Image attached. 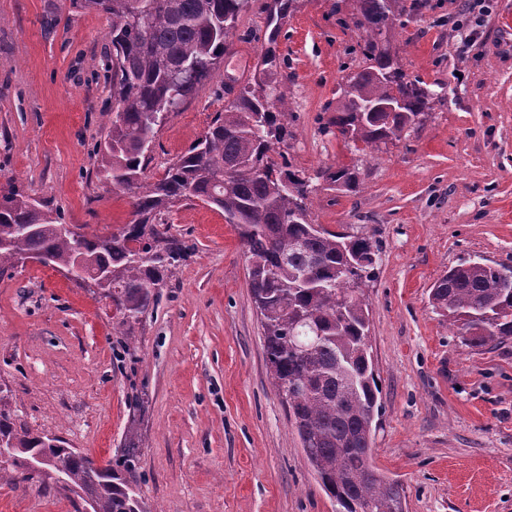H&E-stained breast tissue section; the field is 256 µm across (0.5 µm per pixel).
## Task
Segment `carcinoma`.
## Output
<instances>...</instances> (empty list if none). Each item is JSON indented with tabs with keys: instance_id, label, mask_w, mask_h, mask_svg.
Listing matches in <instances>:
<instances>
[{
	"instance_id": "carcinoma-1",
	"label": "carcinoma",
	"mask_w": 512,
	"mask_h": 512,
	"mask_svg": "<svg viewBox=\"0 0 512 512\" xmlns=\"http://www.w3.org/2000/svg\"><path fill=\"white\" fill-rule=\"evenodd\" d=\"M357 13L339 17L363 30V69L339 84L336 108L324 132L374 149L401 140L422 124L437 93L412 79L384 47L396 38L403 17L426 0H356ZM248 0H82L112 17V99L117 111L101 149L99 174L131 194L133 219L110 233L73 236L60 217L20 189L0 195V273L23 257H47L66 270L81 265L79 280L112 299L120 325L133 327L154 303V290L187 255L188 246L168 235L161 216L183 200L198 199L224 214L245 248L253 304L263 330L272 383L288 412L303 451L337 512H406L401 483L372 462V435L381 388L371 356L369 308L364 288L375 277L372 237L330 231L315 223L309 197L312 178L286 153L272 158L292 137L288 95L265 93L264 77L278 71L282 20L296 0H273L267 46L254 86L245 87L216 113L201 140L164 175H146L159 113L176 106L209 78L234 37ZM399 100L395 112H367ZM338 189L355 193V166L339 164L317 173ZM433 310L448 318L467 348L512 340V268L463 259L430 288ZM13 453L0 479L17 486L48 480L92 512H127L134 496L122 471L139 460L140 435H126L122 468L91 457L47 435L16 425L0 410V439ZM54 464L35 472L34 454Z\"/></svg>"
}]
</instances>
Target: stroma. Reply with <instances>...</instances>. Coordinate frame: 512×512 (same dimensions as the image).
<instances>
[{"label": "stroma", "mask_w": 512, "mask_h": 512, "mask_svg": "<svg viewBox=\"0 0 512 512\" xmlns=\"http://www.w3.org/2000/svg\"><path fill=\"white\" fill-rule=\"evenodd\" d=\"M271 2L249 0L212 76L159 127L148 176L252 83ZM430 3L389 46L411 76L444 87L402 140L362 152L322 131L362 64L360 31L336 23L353 0H299L278 39L285 64L266 84L287 87L288 153L316 180V223L379 244L365 290L382 389L374 464L402 483L407 512H512V341L466 348L428 302L459 259L512 267V0H495L465 56L448 27L460 0ZM111 27L80 0H0V190L16 185L89 233L132 218L129 196L97 175ZM350 162L359 192L317 177ZM166 218L193 251L131 335L117 334L110 299L56 268L0 274V403L101 465L137 427L128 478L147 512H336L267 371L237 232L199 201ZM77 503L52 484L0 481V512Z\"/></svg>", "instance_id": "obj_1"}]
</instances>
